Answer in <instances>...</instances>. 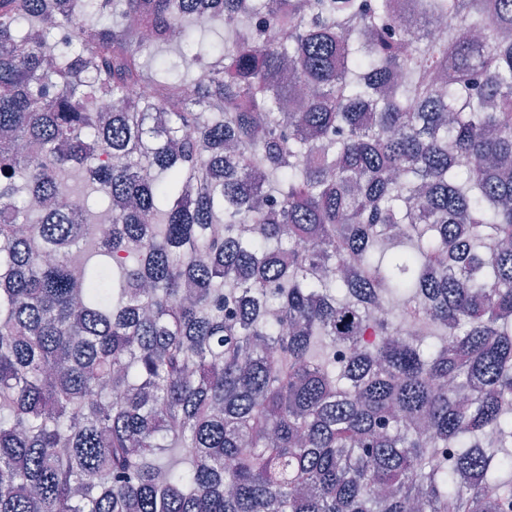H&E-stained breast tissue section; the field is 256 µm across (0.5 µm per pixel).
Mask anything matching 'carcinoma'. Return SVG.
Here are the masks:
<instances>
[{
	"instance_id": "cac0c4a2",
	"label": "carcinoma",
	"mask_w": 512,
	"mask_h": 512,
	"mask_svg": "<svg viewBox=\"0 0 512 512\" xmlns=\"http://www.w3.org/2000/svg\"><path fill=\"white\" fill-rule=\"evenodd\" d=\"M0 512H512V0H0Z\"/></svg>"
}]
</instances>
